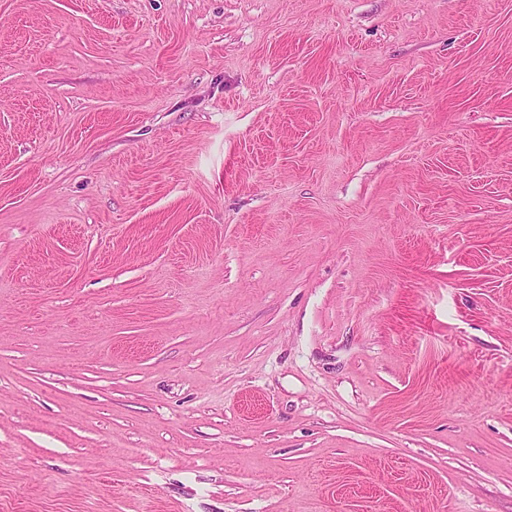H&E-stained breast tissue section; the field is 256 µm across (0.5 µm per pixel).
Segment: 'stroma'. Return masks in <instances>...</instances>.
<instances>
[{"mask_svg": "<svg viewBox=\"0 0 512 512\" xmlns=\"http://www.w3.org/2000/svg\"><path fill=\"white\" fill-rule=\"evenodd\" d=\"M0 512H512V0H0Z\"/></svg>", "mask_w": 512, "mask_h": 512, "instance_id": "obj_1", "label": "stroma"}]
</instances>
